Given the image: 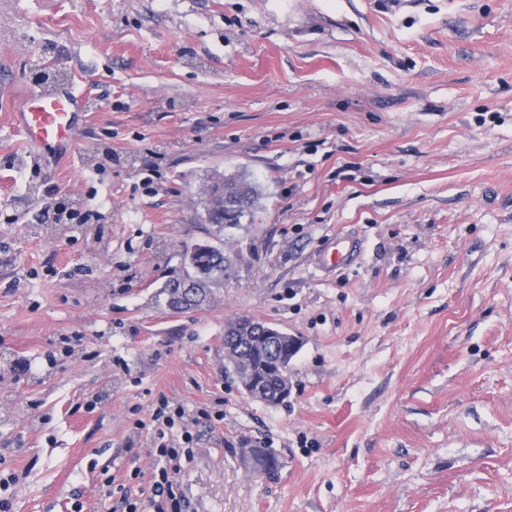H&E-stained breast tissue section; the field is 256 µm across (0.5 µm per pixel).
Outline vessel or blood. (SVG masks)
I'll list each match as a JSON object with an SVG mask.
<instances>
[{"label":"vessel or blood","mask_w":512,"mask_h":512,"mask_svg":"<svg viewBox=\"0 0 512 512\" xmlns=\"http://www.w3.org/2000/svg\"><path fill=\"white\" fill-rule=\"evenodd\" d=\"M84 108V95L72 84L46 83L29 90L17 109L18 126L36 161L71 155ZM352 254L343 239H336L322 254L328 266L350 264Z\"/></svg>","instance_id":"1"}]
</instances>
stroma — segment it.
I'll use <instances>...</instances> for the list:
<instances>
[{
    "label": "stroma",
    "instance_id": "stroma-1",
    "mask_svg": "<svg viewBox=\"0 0 512 512\" xmlns=\"http://www.w3.org/2000/svg\"><path fill=\"white\" fill-rule=\"evenodd\" d=\"M43 74L85 111L36 166ZM207 240L222 292L169 310ZM238 316L299 339L284 403L225 375ZM162 467L182 512H512V0H0V501L158 512ZM224 186L228 193L224 208L209 207V224L224 229V224H241L245 216H253L259 207L262 192L259 186L237 173L224 177ZM322 261L327 266H346L352 261L351 250L346 246L345 240L336 238L322 254Z\"/></svg>",
    "mask_w": 512,
    "mask_h": 512
}]
</instances>
